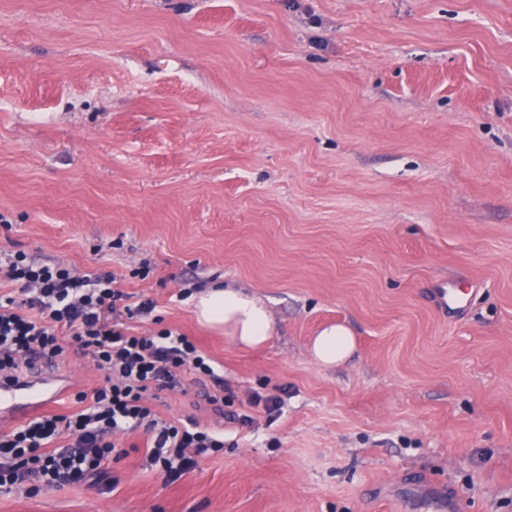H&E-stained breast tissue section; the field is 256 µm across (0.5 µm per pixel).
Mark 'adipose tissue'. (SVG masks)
Segmentation results:
<instances>
[{
	"label": "adipose tissue",
	"mask_w": 512,
	"mask_h": 512,
	"mask_svg": "<svg viewBox=\"0 0 512 512\" xmlns=\"http://www.w3.org/2000/svg\"><path fill=\"white\" fill-rule=\"evenodd\" d=\"M199 323L222 333L244 348H258L271 337V319L264 303L244 289L211 284L190 299ZM351 331L340 326L322 329L312 343V354L323 366L346 361L353 353Z\"/></svg>",
	"instance_id": "adipose-tissue-1"
}]
</instances>
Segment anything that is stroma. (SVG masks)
<instances>
[{"mask_svg":"<svg viewBox=\"0 0 512 512\" xmlns=\"http://www.w3.org/2000/svg\"><path fill=\"white\" fill-rule=\"evenodd\" d=\"M0 213V256L115 274L214 360L153 406L225 442L170 483L139 429L0 512H512V0H0ZM217 280L265 347L196 323ZM55 371L58 413L102 381ZM187 302L199 323L224 333L241 347L258 348L271 337V319L264 303L243 288L214 283ZM354 348V336L349 329L329 326L322 329L314 338L311 349L318 363L332 367L346 361Z\"/></svg>","mask_w":512,"mask_h":512,"instance_id":"stroma-1","label":"stroma"}]
</instances>
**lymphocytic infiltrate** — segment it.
Returning a JSON list of instances; mask_svg holds the SVG:
<instances>
[{
	"mask_svg": "<svg viewBox=\"0 0 512 512\" xmlns=\"http://www.w3.org/2000/svg\"><path fill=\"white\" fill-rule=\"evenodd\" d=\"M0 275L14 286L0 293V379H16L39 362L55 363L72 346L91 355L103 374L99 386L76 394L77 412L42 414L0 430V487L100 479L124 453L121 436L138 429L148 435L151 462L171 479L223 450L222 432L192 420H162L145 402L147 395L181 387L183 367L200 377L215 374L184 334L128 331L122 315L151 314L152 301L128 305L116 276H80L23 252L7 256ZM63 436L69 442L62 446Z\"/></svg>",
	"mask_w": 512,
	"mask_h": 512,
	"instance_id": "1",
	"label": "lymphocytic infiltrate"
}]
</instances>
